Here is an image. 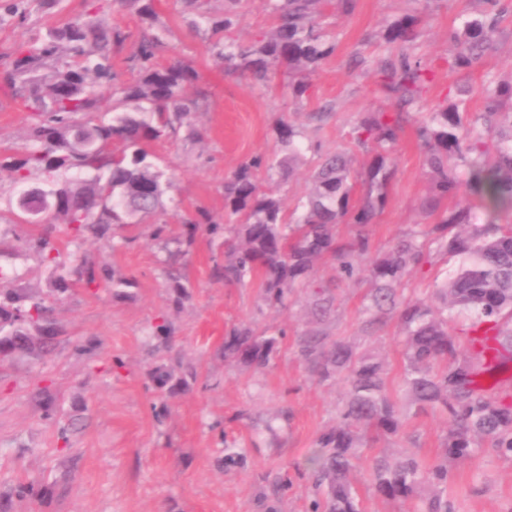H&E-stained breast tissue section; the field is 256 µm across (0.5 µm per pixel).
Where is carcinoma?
Segmentation results:
<instances>
[{"instance_id":"obj_1","label":"carcinoma","mask_w":512,"mask_h":512,"mask_svg":"<svg viewBox=\"0 0 512 512\" xmlns=\"http://www.w3.org/2000/svg\"><path fill=\"white\" fill-rule=\"evenodd\" d=\"M333 1L347 13L356 7V0H266L273 27L245 44L231 36L241 0H225L222 18L205 8L207 0H184L196 10L195 25L210 31L209 51L227 68L265 88L283 70L297 99L307 94L309 75L334 50L322 22L323 6ZM156 2L84 0L83 14L65 29L18 45L0 77L5 86L21 91L23 107L34 117L28 146L0 160V170H7L15 185L49 178L60 169L83 175L75 182L46 187L47 195L57 198L38 237L41 260L49 265H59L54 224L67 225L78 238L89 231L102 234L111 224H137L157 213L169 180L165 169L149 161L150 147L181 128L207 100L192 67L157 63L165 47L158 31L141 32L126 58L139 74L135 82L122 81L116 72L114 54L132 34L118 25L107 26L106 15L118 5L151 26ZM486 4L482 18L448 32L458 69L471 66L492 48L508 11L502 0ZM421 22L419 15H405L383 33L397 53L377 61L374 74L396 111H369L353 127L354 143L375 151L369 168L372 179L384 169L385 156L399 138L402 109L418 102L433 79L414 53ZM105 90L112 99L110 111L101 106ZM479 119L480 127L468 128L458 106L451 105L428 113L419 123L417 137L431 175L429 206L436 208L448 199L457 203L442 212L432 228L402 236L387 254L371 262L364 314L370 326L389 316L398 318L403 358L399 388L390 387L379 354L349 339H299L298 353L308 369L322 381L344 384L336 427L317 438L312 512H362L349 479L358 450L398 434L411 416L445 417L439 461L427 464L409 456L393 463L384 455L374 456L371 485L386 501L405 503L430 487L433 494L424 512H452L444 497L452 478L448 463L468 457L484 443L512 460V403L497 398L496 384L482 382L512 363V224L493 220L499 213H512V80L485 91ZM77 125L96 133L94 146L84 149L72 140L71 129ZM298 136V130L282 122L277 139L285 155L277 161L254 157L224 181V209L238 220L224 226L230 233L224 238V282L258 276L268 301L279 307L286 305L292 289L310 287L314 266L324 257L336 262L339 278L359 280V262L371 253L369 226L387 204L385 176L378 193L370 189L354 198L357 177L348 156L338 152L312 171L313 192L303 214L286 220L281 199L260 187L256 173L264 168L282 178L291 174ZM488 138L495 139L494 146H487ZM107 183L112 186V204L93 205L97 190ZM473 202L491 220L470 234L447 236L448 227L466 223ZM341 223L355 229L346 243L336 237ZM431 243L466 259L436 290L441 301L437 309L423 299L403 297L399 289L420 268ZM456 309H474L482 317L463 341L448 332V312ZM277 345V335H259L242 324L225 338L224 353L264 368Z\"/></svg>"}]
</instances>
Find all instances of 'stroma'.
Listing matches in <instances>:
<instances>
[{"instance_id":"stroma-1","label":"stroma","mask_w":512,"mask_h":512,"mask_svg":"<svg viewBox=\"0 0 512 512\" xmlns=\"http://www.w3.org/2000/svg\"><path fill=\"white\" fill-rule=\"evenodd\" d=\"M484 0H358L353 12L325 10L333 53L311 75L310 96L292 97L283 75L256 89L226 72L207 48L195 12L183 0H160L156 28L165 30L158 61L183 62L211 93L193 114L194 137L178 131L153 145L171 186L156 216L117 228L114 238H71L65 225L53 237L60 266L42 263L28 246L33 224L17 223L20 189L0 174V295L34 296L51 308L47 342H34L0 362V512H310L311 457L316 440L336 424L343 385L322 381L298 356L300 337L316 332L354 340L384 355L388 377L402 373L397 318L367 329L362 306L367 281L341 280L327 258L313 283L298 288L286 306H272L259 279L227 284L224 266V180L258 155L278 156L280 122L300 132L294 171L278 196L285 213L305 204L310 172L320 156L346 152L355 169L373 160L351 132L358 119L388 101L373 73L393 55L382 33L419 11L416 52L437 77L417 106L426 113L459 105L469 122L483 108L485 87L512 73V13L495 46L471 67L452 70L456 48L448 32L480 18ZM83 0H0V68L15 47L66 26ZM325 118H317L322 106ZM31 119L11 92L0 90V155L24 151ZM405 123L389 163L387 204L371 227L373 254L398 237L436 224L429 206L428 169L415 129ZM213 221L188 234L182 218L196 208ZM87 263L97 279L125 280L122 288H95L78 271ZM461 257L433 253L401 285L407 297L433 300L437 283L452 276ZM333 296L324 316L312 312L315 290ZM279 332L278 350L256 369L224 357L231 328ZM168 374L158 385V373ZM445 433L440 416L410 420L396 436L363 449L351 482L363 512H404L373 490L370 460L414 455L435 462ZM448 497L454 512H512V461L482 449L453 462ZM31 492L20 495L21 486Z\"/></svg>"}]
</instances>
